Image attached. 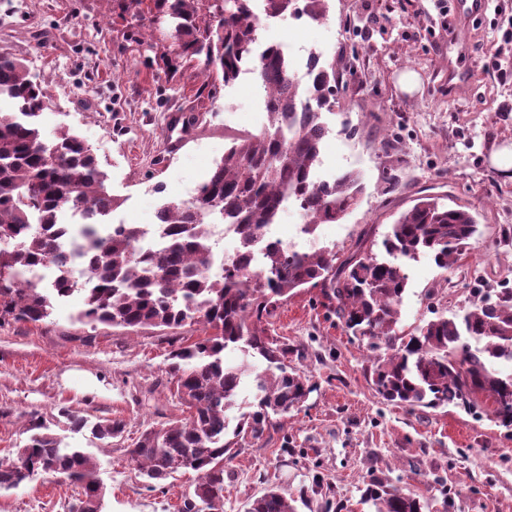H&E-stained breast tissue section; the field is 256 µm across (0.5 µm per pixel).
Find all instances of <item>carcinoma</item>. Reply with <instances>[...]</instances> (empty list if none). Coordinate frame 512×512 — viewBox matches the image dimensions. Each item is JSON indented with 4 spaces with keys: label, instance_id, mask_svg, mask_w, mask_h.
Segmentation results:
<instances>
[{
    "label": "carcinoma",
    "instance_id": "obj_1",
    "mask_svg": "<svg viewBox=\"0 0 512 512\" xmlns=\"http://www.w3.org/2000/svg\"><path fill=\"white\" fill-rule=\"evenodd\" d=\"M329 0H263L265 18L286 15L320 21ZM154 22L174 24L182 61L201 62V73L229 85L243 68L255 74L268 93L267 123L259 134L232 136V145L190 200L165 203L158 221L168 226L169 244L161 251L139 245L135 224L105 222L119 205L108 187L92 146L69 128L47 139L40 117L46 93L30 75L24 59L0 54V100L14 106L0 111V322H41L54 303L75 293L84 297L77 319L93 326L128 332L178 330L199 324L205 337L170 354L166 373L187 416L140 435L127 449L130 460L150 481L180 469L198 472L179 512H224V457L246 436L257 438L272 426L270 415H285L312 391L300 369L286 363L288 345L266 335L263 324L295 291L318 288L334 303L332 314L346 331L367 341L374 352L370 377L386 402L411 409L453 405L480 410L489 420L512 426V288L479 291L461 316L438 315L409 333L398 332L399 306L408 276L404 266L429 255L444 269L453 267L477 231L467 208L427 195L403 211L385 235L383 259L363 249L338 264L336 253L313 254L264 248L261 270L248 269L245 254L224 264V276L206 271L203 225L225 217L239 225L246 241L278 215L285 196L296 198L311 233L349 214L362 192L357 171L336 175V183L317 188L309 173L321 165L326 126L322 110L336 99V66L318 63L310 82H299L288 57L269 46L257 55L261 18L250 0H153ZM79 240L86 281L62 278L53 288L20 284L24 270L46 262L67 261L65 241ZM239 346L246 359L224 366V349ZM259 356L258 370L249 358ZM253 376L255 410L240 416L226 438V412L245 376ZM72 429L88 428L99 440L122 435L120 420L89 418L61 410ZM16 457L0 458V492L44 475H61L78 488L68 512H101L103 486L96 464L81 450L59 447L39 418ZM363 503L374 512H426L427 501L373 475ZM247 512H296L272 487L254 498Z\"/></svg>",
    "mask_w": 512,
    "mask_h": 512
}]
</instances>
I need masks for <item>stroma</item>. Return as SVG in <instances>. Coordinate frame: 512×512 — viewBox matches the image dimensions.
Listing matches in <instances>:
<instances>
[{"mask_svg":"<svg viewBox=\"0 0 512 512\" xmlns=\"http://www.w3.org/2000/svg\"><path fill=\"white\" fill-rule=\"evenodd\" d=\"M448 0H329L326 19L267 21V36L295 53H319L340 75L325 114L331 133L322 164L359 171L354 210L319 225L320 246L338 261L369 235L375 253L400 213L436 195L464 205L478 230L459 262H412L399 325L433 313L462 314L476 288L512 287V179L493 165L512 147V0H489L477 17L443 13ZM459 30L470 72L448 84V31ZM169 27H141L129 0H0V52L22 57L49 99L45 135L75 129L90 143L121 206L114 224H152L167 199H191L229 148L232 135L259 133V85L243 72L209 91L198 68L175 66ZM420 86L401 91L400 75ZM196 123L171 133L187 116ZM76 293L40 323L0 324V457H12L41 418L61 447L90 455L103 484V512H177L196 480L179 470L146 485L126 453L142 431L181 417L165 368L172 350L203 336L80 323ZM271 336L297 349L295 366L312 387L303 403L275 416L258 445L239 449L224 472V512H245L277 486L297 512H369L360 502L370 475L423 496L431 512H512V429L460 408L415 411L384 403L369 381L366 344L345 331L318 289L282 305ZM123 421L105 444L74 431L62 410ZM73 488L40 478L0 494V512H67Z\"/></svg>","mask_w":512,"mask_h":512,"instance_id":"stroma-1","label":"stroma"}]
</instances>
